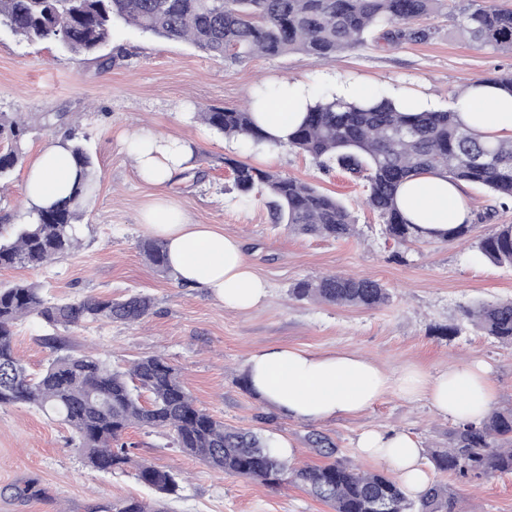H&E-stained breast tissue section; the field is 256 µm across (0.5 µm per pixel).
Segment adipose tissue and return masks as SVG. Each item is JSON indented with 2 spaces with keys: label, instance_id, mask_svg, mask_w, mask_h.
Wrapping results in <instances>:
<instances>
[{
  "label": "adipose tissue",
  "instance_id": "adipose-tissue-1",
  "mask_svg": "<svg viewBox=\"0 0 512 512\" xmlns=\"http://www.w3.org/2000/svg\"><path fill=\"white\" fill-rule=\"evenodd\" d=\"M322 81L319 94L302 82L283 79L251 95V110L264 135L255 148L259 160L270 159L277 144L292 136L318 96L348 102L369 96L363 87L342 83L330 72L323 74ZM455 108L459 122L482 141L512 138V96L494 85L474 80ZM128 151L140 178L154 186L172 182L194 162L189 142L149 132L133 135ZM75 177L66 143L49 142L27 171L28 207L45 208L68 196ZM397 205L424 240L446 238L467 218L459 183L434 173L406 181L397 193ZM141 222L148 233L166 241L170 268L183 284L205 291L228 310H252L267 302L270 286L255 272L239 238L225 235L215 224L191 223L165 195L144 209ZM244 372L253 393L282 416L300 423L363 412L392 390L408 399L425 398L435 414L458 423L481 422L495 400L488 371L477 363L451 364L432 374L407 367L392 377L359 354L275 346L253 351ZM356 446L361 455L391 466L408 495L416 498L427 489L424 449L411 434L372 429L358 437Z\"/></svg>",
  "mask_w": 512,
  "mask_h": 512
}]
</instances>
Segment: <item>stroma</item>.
<instances>
[{
	"mask_svg": "<svg viewBox=\"0 0 512 512\" xmlns=\"http://www.w3.org/2000/svg\"><path fill=\"white\" fill-rule=\"evenodd\" d=\"M429 25V39L396 46L371 42L337 54L330 63L300 53L231 63L190 44L119 24L107 49L113 58L107 69L76 62L53 44L30 45L0 30V112L23 113L28 123L24 164L14 172L8 190L0 192V231L8 235L28 222L25 166L51 140L83 139L98 179L97 192L78 225V247L42 268L0 269V284L34 282L54 300L150 296L152 311L142 323H92L66 330L71 350L94 351L112 366L162 356L180 370L199 408L225 426L292 441L299 464L316 462L307 438L317 433L362 468L379 471L382 463L357 452L362 431H404L430 448L447 445L452 422L436 417L426 400L390 392L364 412L325 423H297L243 384L242 370L254 350L292 346L356 353L391 374L410 365L431 373L451 362H483L496 387L495 408L512 407V350L463 316L477 303L512 299L511 266L480 258L468 242L400 246L385 239L376 217L361 204V183L337 169L322 172L309 158L282 148L268 169L316 184L341 199L360 231L336 241L288 233L272 224L263 199L242 198L232 186L224 160L254 163L249 149L192 118L193 112L209 106L238 105L256 86L273 80L319 86L328 70L372 94L395 88L428 99L437 109L453 106L454 93L475 79L512 72V52L467 43L447 13L435 15ZM144 129L190 141L196 177L163 189L141 181L125 141ZM163 193L177 199L191 223L222 225L226 235L243 241L255 272L271 288L264 306L246 312L224 309L144 259L137 247L147 237L141 214ZM464 193L470 214L484 216L477 234L512 224V208H502L488 191L468 184ZM326 273L378 280L392 299L387 306L363 309L289 297L298 280ZM445 325L460 326L459 335H435V327ZM50 332L35 317L17 322L15 350L30 372L47 366L52 352L43 338ZM68 437L62 425L35 408L0 409V512H105L109 503L124 498L154 499V492L133 472L91 471ZM124 439L132 443L137 459L181 475L178 496L168 500L170 512H332L294 485L216 473L174 448L160 431L135 427ZM429 476L447 483L462 498L466 512H512V473L472 483L434 470ZM32 481L39 495L24 496V486Z\"/></svg>",
	"mask_w": 512,
	"mask_h": 512,
	"instance_id": "obj_1",
	"label": "stroma"
}]
</instances>
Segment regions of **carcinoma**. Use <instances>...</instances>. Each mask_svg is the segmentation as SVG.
Returning <instances> with one entry per match:
<instances>
[{"instance_id":"obj_1","label":"carcinoma","mask_w":512,"mask_h":512,"mask_svg":"<svg viewBox=\"0 0 512 512\" xmlns=\"http://www.w3.org/2000/svg\"><path fill=\"white\" fill-rule=\"evenodd\" d=\"M448 7V21L462 37L480 47L512 50V8L495 0H0V28L27 43L50 42L75 57H90L102 67L112 58L101 50L115 24L173 42H189L199 51L233 63L255 56L302 52L323 61L365 44L381 31L395 46L404 39L426 40L421 26ZM216 134L258 145L263 137L248 106L213 107L200 113ZM25 124L0 113V188L6 189L22 162ZM285 147L308 157L321 171L340 169L362 181L363 204L376 215L381 233L402 245L418 236L399 211L396 195L409 177L439 173L491 191L501 207L512 205V139L482 143L464 128L453 108L406 114L391 100L368 102L319 100ZM77 170L72 194L38 210L8 239L0 238V268L43 267L78 244L75 224L82 200L96 192L93 160L81 141H70ZM234 187L248 198L263 197L274 224L288 232L342 240L358 234L356 220L339 199L296 178L248 163L224 159ZM140 251L156 268L170 271L166 244L149 238ZM478 253L497 265L512 266V224H501L479 239ZM297 300L341 307L375 309L391 294L379 281L337 274L303 279L289 289ZM150 297L134 293L122 299L86 296L50 300L35 283L0 285V409L29 405L65 425L71 442L91 470L103 473L132 468L139 482L170 496L178 476L135 460L120 440L138 425L165 431L181 452L213 470L267 484L289 482L333 512H462L448 485L435 482L418 500L380 471L364 470L341 455L327 438L310 435L319 463L293 466L250 430L224 422L196 406L180 372L161 356H147L125 368H111L92 352L74 354L56 333L87 323L141 322ZM36 316L55 333L43 337L55 354L32 378L15 352L14 324ZM465 318L499 343L512 348V299L480 303ZM436 471L463 480L512 473V409L496 410L482 423L448 429V447L429 451ZM109 512H168L162 502L127 498Z\"/></svg>"}]
</instances>
